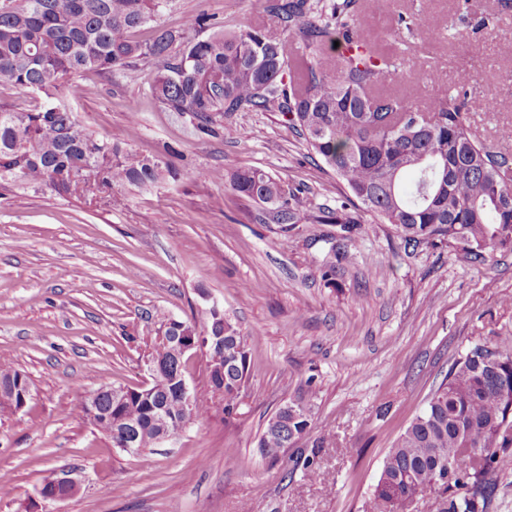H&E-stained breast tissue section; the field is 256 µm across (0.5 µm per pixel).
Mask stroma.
Masks as SVG:
<instances>
[{"instance_id":"1","label":"stroma","mask_w":512,"mask_h":512,"mask_svg":"<svg viewBox=\"0 0 512 512\" xmlns=\"http://www.w3.org/2000/svg\"><path fill=\"white\" fill-rule=\"evenodd\" d=\"M266 0H169L159 21L189 15L205 33L268 24ZM367 0L365 25L386 40L398 17L430 16L437 40L403 31L423 97L446 94L459 70L496 107L470 124L512 153V8L499 0ZM498 18L473 34L471 18ZM153 60L63 90L100 139L129 138L172 164L177 178L111 195L61 197L0 187V360L30 382L18 412L0 411V512H363L383 461L450 367L476 342L512 335V250L474 263L447 244L405 246L394 227L357 208L351 234L337 224H277L209 171L258 167L335 207L347 190L278 112H235L216 134L164 110L144 79ZM349 257L334 255L345 237ZM218 305L245 337L250 367L232 423L209 382L208 354L188 353L184 376L207 412L171 439L131 456L75 407L103 386L137 388L160 315L189 320ZM312 401L310 428L277 459L257 442L283 405ZM319 457L328 478L308 479ZM77 469L78 493L37 495Z\"/></svg>"}]
</instances>
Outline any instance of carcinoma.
Returning <instances> with one entry per match:
<instances>
[{
    "label": "carcinoma",
    "instance_id": "obj_1",
    "mask_svg": "<svg viewBox=\"0 0 512 512\" xmlns=\"http://www.w3.org/2000/svg\"><path fill=\"white\" fill-rule=\"evenodd\" d=\"M168 0H0V86L36 93L30 110L0 109V182L20 180L35 191L77 195L89 177L108 192L146 188L177 169L99 139L59 99L62 83L94 71L112 74L152 59L146 76L153 99L188 114L204 134L228 112H280L311 150L347 186L350 202L405 245L448 242L455 252L483 260L512 249V154L496 151L471 130L468 115L487 111L494 96L470 91L469 72L443 96L417 100L419 79L403 68L394 46L366 32L365 0H269L266 13L279 30L227 27L199 36L206 18L189 16L179 30L158 22ZM148 31L141 40L137 34ZM339 47H334V42ZM231 189L262 205L278 224H350L347 203L332 210L285 189L260 168L229 175ZM150 358L167 384L152 398L179 425L181 397L173 381L184 355L172 337L183 327L224 334V347H206L212 385L224 382V422L236 413L249 370L243 336L228 318L205 309L191 322L162 316ZM512 336L473 345L448 371L426 408L386 456L365 512H398L403 501L428 492L431 512H488L490 473L512 465ZM279 409L258 441L277 458L310 425V406ZM97 429L112 442L130 436L141 450L157 445L160 428L145 401L133 395ZM482 433L480 452L468 436Z\"/></svg>",
    "mask_w": 512,
    "mask_h": 512
}]
</instances>
